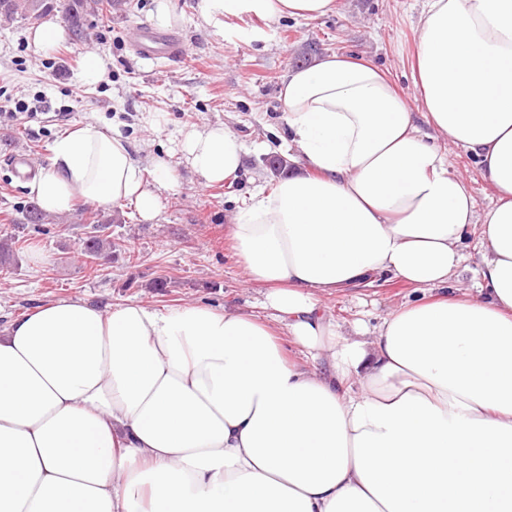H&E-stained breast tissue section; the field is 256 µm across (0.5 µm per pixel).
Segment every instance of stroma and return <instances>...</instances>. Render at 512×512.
I'll return each mask as SVG.
<instances>
[{"mask_svg": "<svg viewBox=\"0 0 512 512\" xmlns=\"http://www.w3.org/2000/svg\"><path fill=\"white\" fill-rule=\"evenodd\" d=\"M197 2L171 0L187 53L158 62L141 60L133 50L138 29L154 23L153 0H120L106 20L88 16L85 39L66 30L46 54L29 44L32 21L0 19V238L21 244L8 271H0V328L59 298L104 310L138 301L262 314L264 290L246 282L226 226L255 187L275 184L264 158L290 153L279 98L283 77L328 53L357 56L387 70L407 101L415 99L411 62L424 0H342L338 13L315 19H257L251 23L259 32L255 39L233 19L205 24ZM89 52L104 62L93 83L82 74ZM21 104L35 117L13 118ZM88 121L127 139L146 169L153 157L176 153L191 127L224 124L247 147L244 165L237 178L212 186L201 185L187 165H175L176 183L160 189V212L150 222L128 202L80 201L58 222L24 223L33 197L2 159L24 150L48 167L54 139ZM435 143L452 172L468 182L478 207L487 206L493 193L471 156L445 136ZM92 213L111 217L109 232L118 246L95 273L81 254ZM420 296L414 286L380 279L336 292L324 305L343 328L358 320L372 327Z\"/></svg>", "mask_w": 512, "mask_h": 512, "instance_id": "1", "label": "stroma"}]
</instances>
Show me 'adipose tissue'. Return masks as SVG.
<instances>
[{"label": "adipose tissue", "instance_id": "obj_1", "mask_svg": "<svg viewBox=\"0 0 512 512\" xmlns=\"http://www.w3.org/2000/svg\"><path fill=\"white\" fill-rule=\"evenodd\" d=\"M340 0H198L219 18H315ZM432 133L470 154L466 180L386 71L326 55L280 89L297 169L227 229L266 321L196 304L111 311L61 298L0 334V512H512V0H426L413 53ZM201 184L246 153L221 125L186 131ZM154 181L125 141L85 123L29 184L39 207L133 203ZM480 225L477 296L449 292ZM386 276L426 290L374 328L323 297ZM299 349L291 355L289 346ZM325 360L319 373L309 365ZM434 134L436 139L433 140V143L442 151L448 153L451 172L461 174L465 178L475 197L478 208L487 206L491 202L493 193L490 186L475 167L471 156L452 145L447 137Z\"/></svg>", "mask_w": 512, "mask_h": 512}]
</instances>
